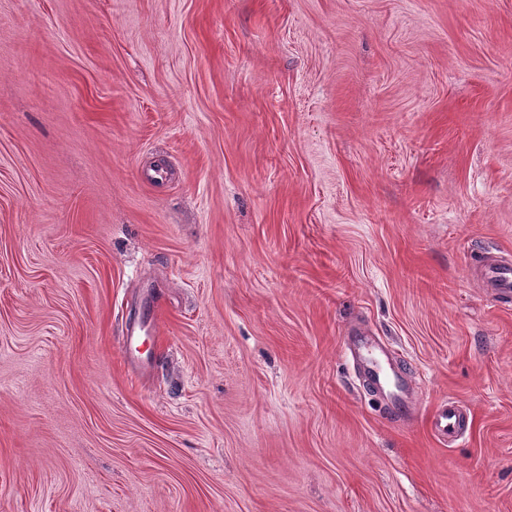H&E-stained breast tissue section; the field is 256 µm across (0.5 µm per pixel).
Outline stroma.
Segmentation results:
<instances>
[{"label": "stroma", "mask_w": 512, "mask_h": 512, "mask_svg": "<svg viewBox=\"0 0 512 512\" xmlns=\"http://www.w3.org/2000/svg\"><path fill=\"white\" fill-rule=\"evenodd\" d=\"M485 255L512 0H0V512H512ZM344 347L357 365L364 382L380 388L403 390L405 379L392 366L384 347L373 337H348ZM431 427L437 435L453 441L463 431L464 416L456 405L448 402V405L441 407L432 416Z\"/></svg>", "instance_id": "stroma-1"}]
</instances>
